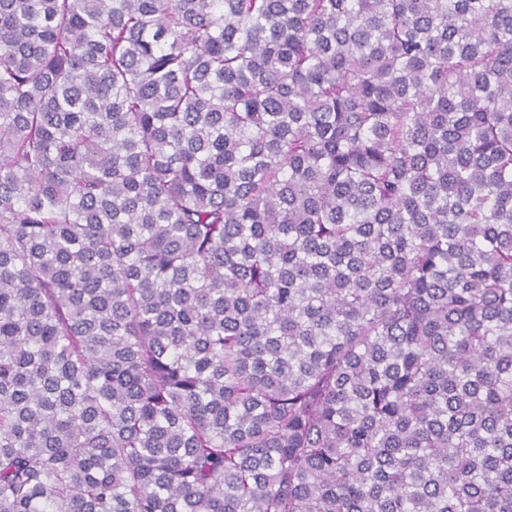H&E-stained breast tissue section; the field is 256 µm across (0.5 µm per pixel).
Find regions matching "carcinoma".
Masks as SVG:
<instances>
[{
    "label": "carcinoma",
    "instance_id": "obj_1",
    "mask_svg": "<svg viewBox=\"0 0 512 512\" xmlns=\"http://www.w3.org/2000/svg\"><path fill=\"white\" fill-rule=\"evenodd\" d=\"M0 512H512V0H0Z\"/></svg>",
    "mask_w": 512,
    "mask_h": 512
}]
</instances>
